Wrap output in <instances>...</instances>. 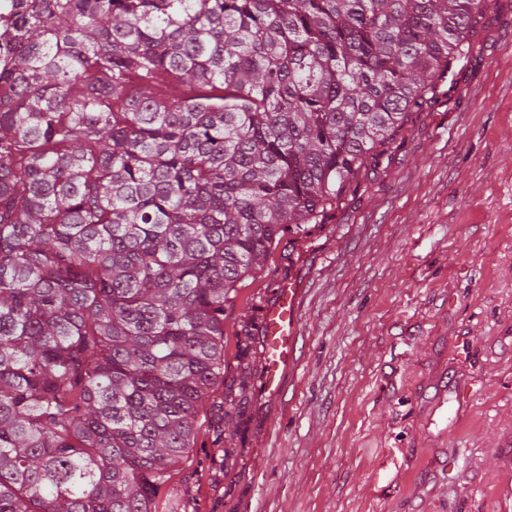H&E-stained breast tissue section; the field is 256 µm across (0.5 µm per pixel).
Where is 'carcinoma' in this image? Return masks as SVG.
I'll return each mask as SVG.
<instances>
[{"instance_id": "carcinoma-1", "label": "carcinoma", "mask_w": 512, "mask_h": 512, "mask_svg": "<svg viewBox=\"0 0 512 512\" xmlns=\"http://www.w3.org/2000/svg\"><path fill=\"white\" fill-rule=\"evenodd\" d=\"M489 8L13 0L0 15V512H154L224 382L230 293L436 98ZM239 359L241 418L254 337Z\"/></svg>"}]
</instances>
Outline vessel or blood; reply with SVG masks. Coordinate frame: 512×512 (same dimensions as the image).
Segmentation results:
<instances>
[{"mask_svg": "<svg viewBox=\"0 0 512 512\" xmlns=\"http://www.w3.org/2000/svg\"><path fill=\"white\" fill-rule=\"evenodd\" d=\"M300 293V288L295 284L285 283L278 288L274 301L266 310V332L262 338V347L267 369L262 389L271 396L282 391L287 372L295 363Z\"/></svg>", "mask_w": 512, "mask_h": 512, "instance_id": "b4317fda", "label": "vessel or blood"}]
</instances>
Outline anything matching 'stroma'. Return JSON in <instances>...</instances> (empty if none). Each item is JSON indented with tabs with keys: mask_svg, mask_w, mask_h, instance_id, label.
I'll list each match as a JSON object with an SVG mask.
<instances>
[{
	"mask_svg": "<svg viewBox=\"0 0 512 512\" xmlns=\"http://www.w3.org/2000/svg\"><path fill=\"white\" fill-rule=\"evenodd\" d=\"M288 280L296 366L241 428L225 384ZM224 379L156 512H512V0L321 223L239 283Z\"/></svg>",
	"mask_w": 512,
	"mask_h": 512,
	"instance_id": "35a3bbf8",
	"label": "stroma"
}]
</instances>
